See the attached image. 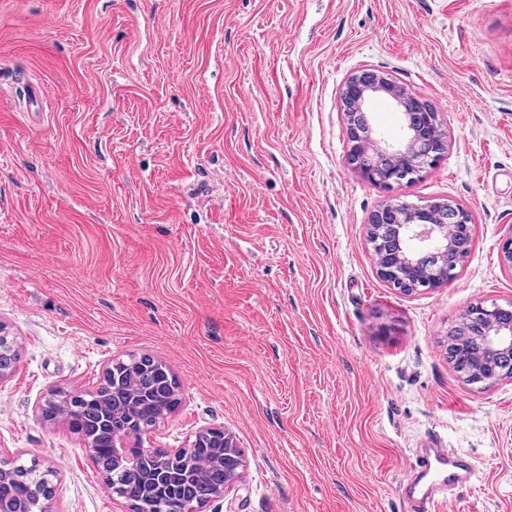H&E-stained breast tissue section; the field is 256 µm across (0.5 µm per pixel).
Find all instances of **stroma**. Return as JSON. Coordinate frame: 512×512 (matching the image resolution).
<instances>
[{"label": "stroma", "mask_w": 512, "mask_h": 512, "mask_svg": "<svg viewBox=\"0 0 512 512\" xmlns=\"http://www.w3.org/2000/svg\"><path fill=\"white\" fill-rule=\"evenodd\" d=\"M363 69L448 137L392 191L346 163ZM391 199L469 212L450 282L379 276ZM510 235L512 0H0V455L52 471L51 512H131L42 415L131 354L179 384L148 445L221 427L244 453L203 512H408L435 439L475 466L454 512H512V379L448 361L469 306L512 303ZM378 92L388 94L404 115H407L406 110L411 109L413 104L420 101L419 98L409 95L403 89H399L382 74L366 70L356 73L345 82L341 94L344 105L354 111L346 113L348 116V133L354 127L350 123V117L353 119V117L362 115L370 123L365 109L370 99Z\"/></svg>", "instance_id": "35a3bbf8"}]
</instances>
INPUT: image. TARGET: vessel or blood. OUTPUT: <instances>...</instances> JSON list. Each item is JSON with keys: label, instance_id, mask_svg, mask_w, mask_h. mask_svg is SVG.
Wrapping results in <instances>:
<instances>
[{"label": "vessel or blood", "instance_id": "obj_1", "mask_svg": "<svg viewBox=\"0 0 512 512\" xmlns=\"http://www.w3.org/2000/svg\"><path fill=\"white\" fill-rule=\"evenodd\" d=\"M474 476L471 462L431 444L421 449L406 479L405 499L411 512H447V492L469 484Z\"/></svg>", "mask_w": 512, "mask_h": 512}]
</instances>
